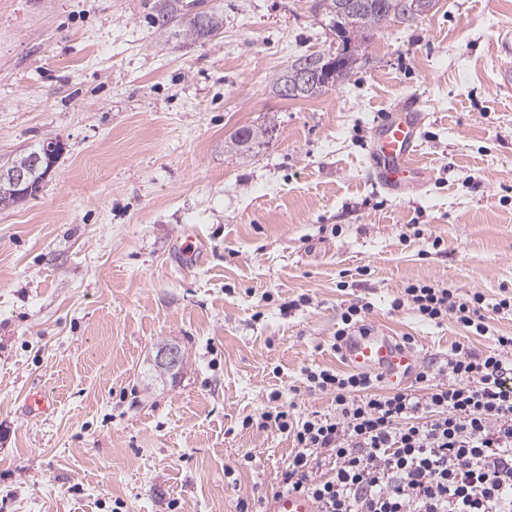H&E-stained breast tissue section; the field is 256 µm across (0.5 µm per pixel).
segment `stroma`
Listing matches in <instances>:
<instances>
[{"label": "stroma", "mask_w": 512, "mask_h": 512, "mask_svg": "<svg viewBox=\"0 0 512 512\" xmlns=\"http://www.w3.org/2000/svg\"><path fill=\"white\" fill-rule=\"evenodd\" d=\"M156 2L0 0V164L64 144L34 198L0 207V512L272 497L292 442L242 421L275 390L297 416L333 414L303 371H347L350 304L434 372L455 345L512 335V0L389 20L343 83L297 100L275 75L336 44L314 0H186L224 17L196 43L159 33ZM403 102L425 116L429 176L395 193L369 153ZM249 125L264 144L227 150ZM416 281L483 293L486 335L393 308ZM171 341L184 365L160 381Z\"/></svg>", "instance_id": "stroma-1"}]
</instances>
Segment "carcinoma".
<instances>
[{
  "mask_svg": "<svg viewBox=\"0 0 512 512\" xmlns=\"http://www.w3.org/2000/svg\"><path fill=\"white\" fill-rule=\"evenodd\" d=\"M329 9L323 17L329 31L340 38L342 52L347 61L336 68L331 85L307 87L300 84L297 97L313 98L320 96L332 87L344 82L349 76L358 56V49L370 40L375 31L387 18L408 21L425 12V5L432 0H328ZM154 23L160 33L169 34L184 40L201 41L215 36L223 27V17L215 11L208 12L206 30L198 28L187 16L183 0H162L156 12ZM334 52L328 50L302 54L289 61L288 68L305 70L309 62L324 65ZM267 129L246 126L238 129L231 139L232 147L249 152L262 143Z\"/></svg>",
  "mask_w": 512,
  "mask_h": 512,
  "instance_id": "carcinoma-1",
  "label": "carcinoma"
}]
</instances>
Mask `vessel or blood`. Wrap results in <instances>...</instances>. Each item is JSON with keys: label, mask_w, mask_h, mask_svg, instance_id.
<instances>
[{"label": "vessel or blood", "mask_w": 512, "mask_h": 512, "mask_svg": "<svg viewBox=\"0 0 512 512\" xmlns=\"http://www.w3.org/2000/svg\"><path fill=\"white\" fill-rule=\"evenodd\" d=\"M422 125L421 112L411 106H398L374 126L370 159L373 176L384 188L401 191L425 178L426 168L416 161ZM341 354L350 367L380 375L395 387L418 363L411 349L375 328L361 335L345 337ZM271 512H317V508L306 494L286 491L274 500Z\"/></svg>", "instance_id": "obj_1"}]
</instances>
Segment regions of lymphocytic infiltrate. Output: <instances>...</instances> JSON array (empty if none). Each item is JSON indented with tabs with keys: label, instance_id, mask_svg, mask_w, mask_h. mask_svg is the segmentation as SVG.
Instances as JSON below:
<instances>
[{
	"label": "lymphocytic infiltrate",
	"instance_id": "1",
	"mask_svg": "<svg viewBox=\"0 0 512 512\" xmlns=\"http://www.w3.org/2000/svg\"><path fill=\"white\" fill-rule=\"evenodd\" d=\"M483 302L412 282L392 306L481 335ZM442 373L439 382L425 368L418 389L381 392L365 373L308 368L306 391L331 396L334 416L295 417L274 391L242 425L291 438L280 488L308 493L319 512H512V336L478 356L455 347Z\"/></svg>",
	"mask_w": 512,
	"mask_h": 512
}]
</instances>
